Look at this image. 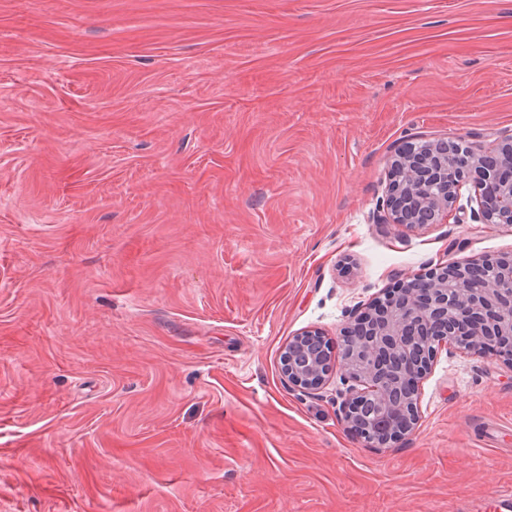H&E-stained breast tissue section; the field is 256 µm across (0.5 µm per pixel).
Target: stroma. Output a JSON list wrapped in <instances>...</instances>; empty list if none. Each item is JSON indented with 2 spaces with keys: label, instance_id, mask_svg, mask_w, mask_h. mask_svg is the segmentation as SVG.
Here are the masks:
<instances>
[{
  "label": "stroma",
  "instance_id": "35a3bbf8",
  "mask_svg": "<svg viewBox=\"0 0 512 512\" xmlns=\"http://www.w3.org/2000/svg\"><path fill=\"white\" fill-rule=\"evenodd\" d=\"M458 137H512V0H0V512H496L512 362L437 348L394 448L281 371L512 254L374 221ZM318 331L306 330L290 339L282 351L283 375L300 389L320 386L330 370L329 354ZM327 355V356H326Z\"/></svg>",
  "mask_w": 512,
  "mask_h": 512
}]
</instances>
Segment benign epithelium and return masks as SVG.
Listing matches in <instances>:
<instances>
[{
	"mask_svg": "<svg viewBox=\"0 0 512 512\" xmlns=\"http://www.w3.org/2000/svg\"><path fill=\"white\" fill-rule=\"evenodd\" d=\"M470 181L478 190L471 217L512 224L511 137L490 150L463 139L420 148L407 141L392 161L378 221L408 228L443 224ZM345 338L359 342V356L356 368L344 365L356 383L342 403L344 421L367 445L393 447L416 424L427 354L449 345L512 361V256L454 262L424 276L406 273L386 300L348 323ZM282 361L284 377L300 389L320 386L330 370L324 341L313 330L289 340ZM370 404L377 414L368 424L362 409Z\"/></svg>",
	"mask_w": 512,
	"mask_h": 512,
	"instance_id": "7a95c632",
	"label": "benign epithelium"
}]
</instances>
